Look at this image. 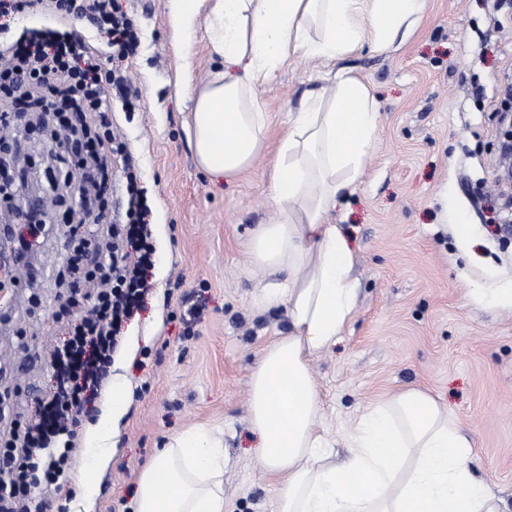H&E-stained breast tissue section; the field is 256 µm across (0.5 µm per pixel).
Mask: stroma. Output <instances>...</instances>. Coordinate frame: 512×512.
<instances>
[{"mask_svg":"<svg viewBox=\"0 0 512 512\" xmlns=\"http://www.w3.org/2000/svg\"><path fill=\"white\" fill-rule=\"evenodd\" d=\"M139 47L122 73L131 106L112 128L127 147L151 207L152 291L123 336L131 390L98 478L95 512H130L138 476L174 435L224 433V512H273L278 479L256 461L249 424L251 372L288 333L284 308L260 310L269 276L251 263L252 228L271 224L270 169L287 114L306 91L332 99L339 66L378 104L364 170L326 220L342 225L356 256L360 295L336 345L312 360L318 428L345 458L356 419L406 388L431 393L472 443L476 478L512 512V308L481 306L476 286L512 283V235L497 230L498 129L493 92L512 69V0H427L421 27L390 56L343 62L300 56L255 96L269 114L266 145L243 173L213 181L187 138L183 66L204 84L218 64L206 26L176 30L171 0H120ZM461 210L471 246L461 252L445 208ZM0 303V425L34 414L53 381L51 352L67 336L56 286L69 258V206L55 210Z\"/></svg>","mask_w":512,"mask_h":512,"instance_id":"obj_1","label":"stroma"}]
</instances>
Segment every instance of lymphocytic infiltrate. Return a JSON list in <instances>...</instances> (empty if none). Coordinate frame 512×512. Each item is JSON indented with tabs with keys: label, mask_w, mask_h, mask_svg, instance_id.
<instances>
[{
	"label": "lymphocytic infiltrate",
	"mask_w": 512,
	"mask_h": 512,
	"mask_svg": "<svg viewBox=\"0 0 512 512\" xmlns=\"http://www.w3.org/2000/svg\"><path fill=\"white\" fill-rule=\"evenodd\" d=\"M34 11L61 20L86 18L107 38L113 59L126 60L139 46L118 0H0V17ZM102 72L99 55L63 28L23 32L0 51V126L10 127L15 116L38 109L71 128L79 148L65 162L75 172L94 174L88 205L101 218L112 194L105 158L125 150L112 133V102L128 97L122 81L104 85ZM126 192V221L112 225L109 242L96 248L84 238L72 241L69 286L77 288L82 280L95 284L93 304L54 354L55 390L40 401L37 422L16 425L0 443V456L14 463L9 512H27L30 487L55 485L68 469L80 410L108 373L123 322L150 288L154 247L143 222L147 206L135 178H128Z\"/></svg>",
	"instance_id": "obj_1"
}]
</instances>
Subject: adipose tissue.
Here are the masks:
<instances>
[{
	"mask_svg": "<svg viewBox=\"0 0 512 512\" xmlns=\"http://www.w3.org/2000/svg\"><path fill=\"white\" fill-rule=\"evenodd\" d=\"M181 23L205 17L222 69L191 92L189 135L197 165L220 178L246 170L262 150L269 116L256 99L291 56L341 62L364 47L397 49L424 20L425 0H174ZM336 94L309 93L289 113L270 172L278 210L250 236L255 266L271 275L259 303L285 307L287 336L250 376L249 419L256 458L282 484L276 512H500L470 469L472 444L427 391L402 390L365 411L349 454L321 451L311 359L335 345L358 301L356 257L342 228L324 223L359 178L379 120L370 88L339 67ZM129 392L114 379L97 421L81 434L75 512H91L100 472ZM133 512H224V441L208 428L176 436L142 470Z\"/></svg>",
	"mask_w": 512,
	"mask_h": 512,
	"instance_id": "ef3b65f1",
	"label": "adipose tissue"
}]
</instances>
